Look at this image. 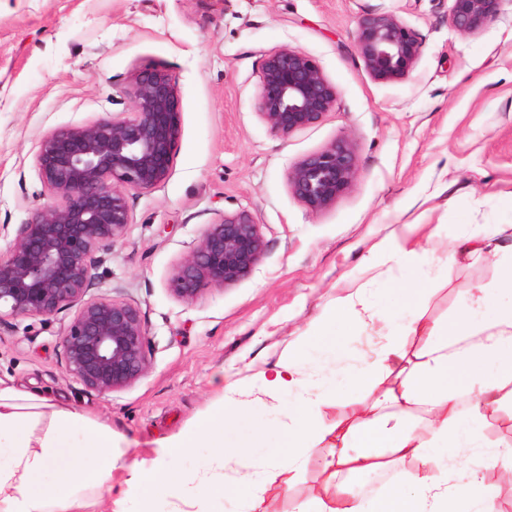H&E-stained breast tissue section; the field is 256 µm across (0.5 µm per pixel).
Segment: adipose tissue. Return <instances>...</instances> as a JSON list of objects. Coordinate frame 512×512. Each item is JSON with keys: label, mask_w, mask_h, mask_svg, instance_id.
Segmentation results:
<instances>
[{"label": "adipose tissue", "mask_w": 512, "mask_h": 512, "mask_svg": "<svg viewBox=\"0 0 512 512\" xmlns=\"http://www.w3.org/2000/svg\"><path fill=\"white\" fill-rule=\"evenodd\" d=\"M418 230L407 224L373 245L361 264L364 283L323 308L308 327L321 336L348 314L372 338L368 358L352 373L369 393L349 401L342 418L324 421L327 389L310 380L304 355L292 344L258 377L261 393L271 400L287 392L299 395L280 428L282 446L276 452L253 460L256 431L225 444L226 424L243 413L244 381L228 374L210 408L177 436L161 441L151 461L133 462L117 480L113 473L120 455L109 425H87L77 408L0 380V451L9 456L8 464L0 465V512H83L87 493L94 491L106 496L110 512H129L130 502L143 495H166L178 487L184 497L198 498L227 491L224 469L232 463L246 469L244 512H279L271 490L291 487L312 462L336 486L294 501L292 512H456L460 500L467 502L466 512H497L495 488L482 471L460 470L455 456L440 460L435 450L487 447V417L502 414L512 421V303L493 304L496 293L512 290V243L503 239L508 227L487 225L462 237L445 257L448 269L459 259L481 256L493 258L499 268L498 278L470 289L445 322L426 318L432 290L409 278L424 252ZM394 273L406 304L386 320L372 303L370 288ZM409 337L417 339L415 349H407ZM204 442L214 453L192 482H184L169 462ZM387 460L413 464L408 489L370 498L338 481L343 474L376 472ZM50 471L55 484L48 493L39 479Z\"/></svg>", "instance_id": "adipose-tissue-1"}]
</instances>
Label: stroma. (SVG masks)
<instances>
[{
  "label": "stroma",
  "instance_id": "stroma-1",
  "mask_svg": "<svg viewBox=\"0 0 512 512\" xmlns=\"http://www.w3.org/2000/svg\"><path fill=\"white\" fill-rule=\"evenodd\" d=\"M452 0H0V253L33 210L59 203L36 165L49 131L131 109L125 90L138 71L172 74L181 136L158 188L127 193L131 222L106 254L90 290L139 308L150 366L133 386L105 396L65 371L61 333L73 317L0 323V378L110 424L123 463L151 459L209 408L224 374L274 365L292 340L307 363L356 366L364 329L347 318L306 335L323 307L361 276L369 248L404 224L440 227L454 246L471 224H512V0L498 19L464 35ZM390 14L413 29L421 54L408 76L375 80L356 48L360 21ZM283 46L311 57L335 85V108L281 138L258 115L262 63ZM340 136L357 156L352 187L322 212L289 190L288 171ZM253 214L266 243L251 275L208 288L192 303L168 279L223 214ZM424 254L416 280H432L426 307L444 320L467 289L497 275L488 260H462L436 277ZM296 394L273 402L251 392L225 443L264 429L255 460L280 445Z\"/></svg>",
  "mask_w": 512,
  "mask_h": 512
}]
</instances>
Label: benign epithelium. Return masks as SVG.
Listing matches in <instances>:
<instances>
[{
	"mask_svg": "<svg viewBox=\"0 0 512 512\" xmlns=\"http://www.w3.org/2000/svg\"><path fill=\"white\" fill-rule=\"evenodd\" d=\"M503 0H453L452 26L464 35L494 23ZM358 54L376 80L395 81L415 67L421 44L390 14L359 24ZM132 112L79 126L59 127L40 141L36 164L45 187L61 197L34 210L0 255V322L54 316L76 308L64 328L66 372L86 389L110 395L133 386L149 369V340L137 307L90 297L95 271L131 223L127 190L150 191L166 181L181 136L180 98L173 77L159 69L135 74ZM337 100L336 87L305 53L281 47L262 64L259 116L282 138L318 123ZM358 176L350 140L338 137L288 171L293 195L307 208L332 207ZM265 253L260 225L247 210L206 225L175 266L168 289L191 303L209 287L247 278Z\"/></svg>",
	"mask_w": 512,
	"mask_h": 512,
	"instance_id": "obj_1",
	"label": "benign epithelium"
}]
</instances>
